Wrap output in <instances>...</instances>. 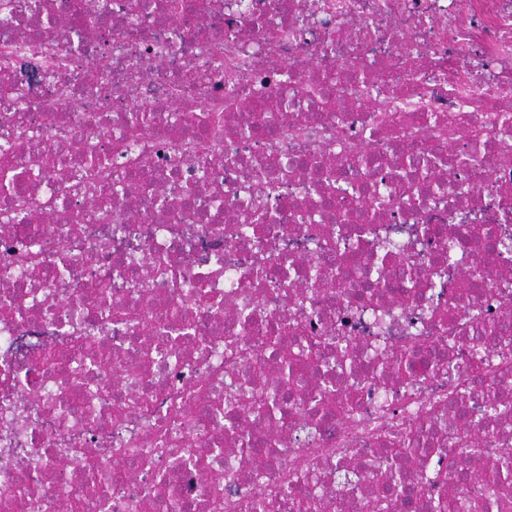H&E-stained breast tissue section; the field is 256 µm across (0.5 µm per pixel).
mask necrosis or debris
<instances>
[{
    "label": "necrosis or debris",
    "mask_w": 512,
    "mask_h": 512,
    "mask_svg": "<svg viewBox=\"0 0 512 512\" xmlns=\"http://www.w3.org/2000/svg\"><path fill=\"white\" fill-rule=\"evenodd\" d=\"M39 2L13 0L0 17V141L27 195L49 204L13 222L0 191V512H63L90 480L88 453L120 474L96 487V512H212L216 477L224 512H258L284 484L306 490L313 512H363L368 460L418 470L427 489L388 512H429L444 426L483 422L512 448V408L486 419L449 386L468 377L472 311L496 319L512 299V287L463 283L512 272V248L488 253L466 234L480 224L512 237V0ZM137 110L152 122L133 141ZM441 138L449 152L411 208L402 155ZM202 142L218 159L208 168ZM89 153L112 167L104 208L61 188ZM344 183L364 184L367 213ZM258 203L274 221L257 230L246 217ZM311 264L323 285L308 282ZM403 268L402 287L379 286ZM102 288L104 327L90 304ZM127 310L191 336L159 354ZM292 321L301 333L286 346L323 364H298L305 410L284 416L287 441L264 418L170 421L205 387L241 403L276 386L267 338ZM330 336L353 339L364 370L346 384L345 416L326 412ZM427 338L445 344L450 373L418 374L412 388L366 375ZM411 429L433 451L416 464L386 451ZM186 447L196 463L180 470Z\"/></svg>",
    "instance_id": "4bbe7bcc"
}]
</instances>
